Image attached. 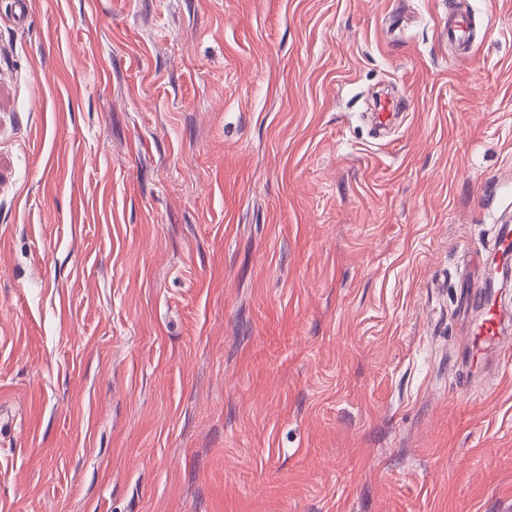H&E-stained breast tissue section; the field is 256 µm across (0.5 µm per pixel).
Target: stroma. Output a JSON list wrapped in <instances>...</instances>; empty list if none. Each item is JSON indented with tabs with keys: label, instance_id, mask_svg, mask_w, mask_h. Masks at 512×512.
I'll return each instance as SVG.
<instances>
[{
	"label": "stroma",
	"instance_id": "obj_1",
	"mask_svg": "<svg viewBox=\"0 0 512 512\" xmlns=\"http://www.w3.org/2000/svg\"><path fill=\"white\" fill-rule=\"evenodd\" d=\"M30 3L0 0V512H512V282L464 362L512 0ZM473 25L469 15L456 8L448 13V25L445 29L448 45L456 49L457 57L467 59L472 54Z\"/></svg>",
	"mask_w": 512,
	"mask_h": 512
}]
</instances>
